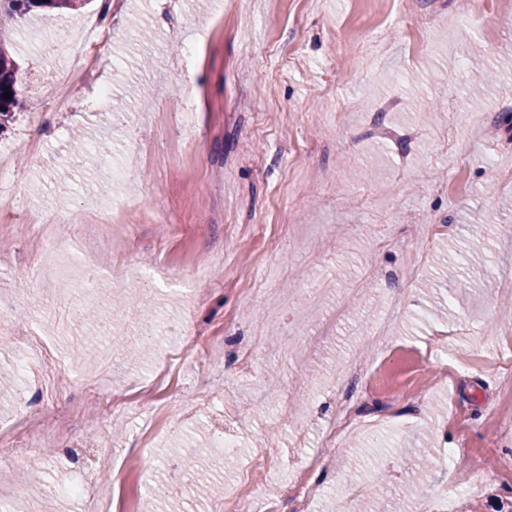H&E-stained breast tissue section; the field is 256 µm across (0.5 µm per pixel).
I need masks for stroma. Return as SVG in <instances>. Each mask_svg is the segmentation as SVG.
<instances>
[{
    "instance_id": "35a3bbf8",
    "label": "stroma",
    "mask_w": 512,
    "mask_h": 512,
    "mask_svg": "<svg viewBox=\"0 0 512 512\" xmlns=\"http://www.w3.org/2000/svg\"><path fill=\"white\" fill-rule=\"evenodd\" d=\"M18 21L11 39L25 107L0 133V295L25 318L0 321V368L43 347L53 390L19 373L0 394V428L20 416L31 456L0 457L12 512H212L259 449L279 460L257 493L294 512L288 482L313 457L310 512H512V415L488 359L512 333V0H116L111 33L73 105L47 78L73 60L39 32L97 16ZM194 51L187 60L186 51ZM109 88L106 105L97 102ZM91 148L77 152L72 130ZM63 215L49 283L80 296L94 277L90 327L42 321L40 281L15 229ZM466 286L449 294L448 275ZM403 295L386 348L369 337ZM152 299L142 339L131 297ZM144 341L143 361L102 376L110 410L88 406L96 336ZM422 398L395 389L403 356L425 349ZM287 353H280V345ZM253 355L242 368L243 352ZM366 379L344 374L349 353ZM275 389H268V380ZM359 427L322 435L341 399ZM68 432L41 427L47 405ZM390 419L373 442V423ZM229 430L227 460H183ZM112 446V466L95 450ZM477 466L450 477L449 445ZM430 450L419 489L418 448ZM93 473L95 500L67 493Z\"/></svg>"
}]
</instances>
